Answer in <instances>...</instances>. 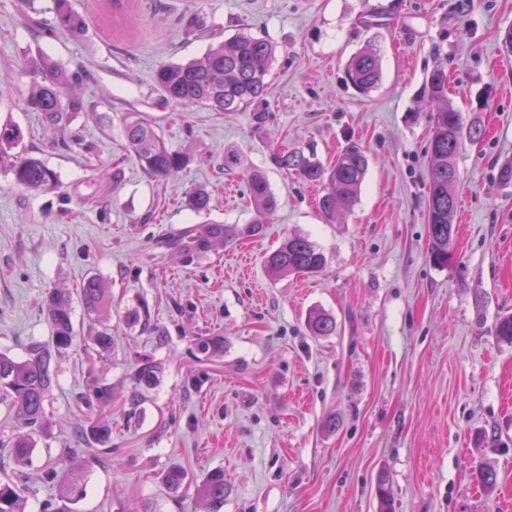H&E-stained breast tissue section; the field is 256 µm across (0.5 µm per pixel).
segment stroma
<instances>
[{
  "instance_id": "stroma-1",
  "label": "stroma",
  "mask_w": 512,
  "mask_h": 512,
  "mask_svg": "<svg viewBox=\"0 0 512 512\" xmlns=\"http://www.w3.org/2000/svg\"><path fill=\"white\" fill-rule=\"evenodd\" d=\"M82 35L48 33L54 0H0V74L14 78L0 122L24 133L60 187L36 192L0 170V352L20 359L48 340L38 307L51 288L92 276L112 284V349L81 347L57 361L45 404L50 425L27 467L29 512L53 494L39 479L70 449L86 490L74 512H202L198 484L223 470L222 512H512V344L494 333L512 313V61L501 38L512 0H71ZM276 47L266 118L165 102L153 74L201 57L241 30ZM376 48L381 80L359 93L346 64ZM48 58L81 71L85 108L53 134L23 98L26 68ZM448 100L480 138L457 159L455 258L429 259L426 198L436 66ZM151 120L191 161L150 176L129 152L125 113ZM369 157L360 200L328 223L320 190L272 161L278 148L314 150L330 165L347 144ZM263 170L277 198L269 224L186 264L162 238L197 223L188 206L211 193L209 221L242 228L252 217L242 174L224 152ZM324 253L316 274L276 276L264 257L287 236ZM336 331L311 335L310 310ZM143 314L130 324L128 312ZM200 336L224 339L205 358ZM157 367L140 387L141 359ZM112 385V453L100 457L77 422L88 375ZM335 418L336 430L324 427ZM498 473L485 493L480 467ZM182 468L179 492L165 472Z\"/></svg>"
}]
</instances>
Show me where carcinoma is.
Masks as SVG:
<instances>
[{
	"label": "carcinoma",
	"mask_w": 512,
	"mask_h": 512,
	"mask_svg": "<svg viewBox=\"0 0 512 512\" xmlns=\"http://www.w3.org/2000/svg\"><path fill=\"white\" fill-rule=\"evenodd\" d=\"M55 27L81 33L83 19L73 11L70 0H55ZM275 50L266 39L241 33L212 46L199 59L179 64H162L154 72V81L164 98L184 107H201L212 112H237L250 106L264 111L268 89V75ZM29 75L26 109L41 114L46 127L63 135L73 113L84 108L83 99L75 92L82 82L81 72L66 69L50 59H42L25 70ZM348 80L359 92L366 94L375 88L381 78L379 59L375 50L367 46L356 53L346 67ZM426 89L428 97L438 103L433 115L428 173V252L433 264L446 267L454 259L453 219L457 207V157L465 139L481 134L479 127L464 126L460 112L447 101V75L441 67L430 72ZM122 135L128 150L134 153L142 168L151 176L166 178L182 171L189 156L169 147L156 126L137 112H127L122 118ZM23 140L21 128L11 122L0 125V166L14 182L28 190L46 191L58 187L56 173L46 162L29 152H13ZM282 169L296 171L304 180L321 185L323 195L319 208L325 220L332 222L342 211L352 209L358 202L361 183L369 160L362 148L348 144L330 165H323L314 154L297 148L275 156ZM224 170L240 171L247 179L254 217L245 232L256 234L276 210L277 199L265 174L244 166L235 151L224 152ZM211 194L204 187L192 189L189 207L197 214L210 210ZM235 234V229L224 224L189 226L165 240V246L191 263L195 258L219 247ZM267 269L279 276L304 273L316 274L325 266L323 252L308 238L289 236L265 256ZM76 294L88 315L102 318L109 314L112 293L109 284L98 277L88 278ZM41 311L50 329L47 341L32 340L25 356L16 360L0 353V401L9 403L15 417L13 432L0 440V448L8 449V458L17 465L29 463L35 448L34 435L48 425L44 402L57 384L54 363L75 346L72 319V296L64 289L54 288L45 293ZM308 331L314 336H329L336 331V320L321 311L309 312ZM495 335L512 343V314L499 317ZM92 350L104 356L112 347L111 329L103 326L95 331ZM196 349L207 358L218 356L224 342L216 337L196 338ZM140 386L150 387L156 381V366L149 359L140 361L135 373ZM88 404L101 409L112 403V385L96 378L90 379L87 391L80 395ZM87 441L106 446L112 440V422L98 415L80 426ZM169 488L177 492L187 475L179 467L169 469L164 476ZM43 480L58 486L60 499L46 500L40 512H70L66 503L83 496L76 483L72 467L44 470ZM26 480L18 476L0 483V512H27ZM224 474L214 472L197 487V494L205 512H221L224 507Z\"/></svg>",
	"instance_id": "obj_1"
}]
</instances>
